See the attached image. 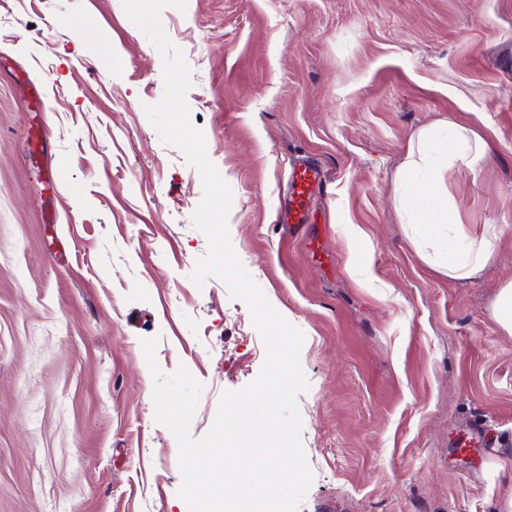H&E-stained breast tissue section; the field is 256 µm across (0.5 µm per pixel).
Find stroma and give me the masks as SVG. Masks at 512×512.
<instances>
[{
    "instance_id": "1",
    "label": "stroma",
    "mask_w": 512,
    "mask_h": 512,
    "mask_svg": "<svg viewBox=\"0 0 512 512\" xmlns=\"http://www.w3.org/2000/svg\"><path fill=\"white\" fill-rule=\"evenodd\" d=\"M161 23L234 194L233 249L304 334L299 512H512V335L492 315L512 280V0H188ZM162 66L122 0H0V512H188L142 340L202 384L195 439L264 366L247 303L191 278L204 192L144 112ZM450 121L490 148L444 173L453 219L501 230L470 281L426 262L393 204L410 139ZM301 159L322 180L296 221ZM477 419L494 446L459 450Z\"/></svg>"
}]
</instances>
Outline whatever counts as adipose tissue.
I'll use <instances>...</instances> for the list:
<instances>
[{
  "label": "adipose tissue",
  "mask_w": 512,
  "mask_h": 512,
  "mask_svg": "<svg viewBox=\"0 0 512 512\" xmlns=\"http://www.w3.org/2000/svg\"><path fill=\"white\" fill-rule=\"evenodd\" d=\"M486 143L465 126L449 123L420 129L408 143L398 174L395 206L423 257L453 280H470L490 262L501 234L490 224L470 234L450 220L442 174L456 164L486 157Z\"/></svg>",
  "instance_id": "obj_1"
}]
</instances>
